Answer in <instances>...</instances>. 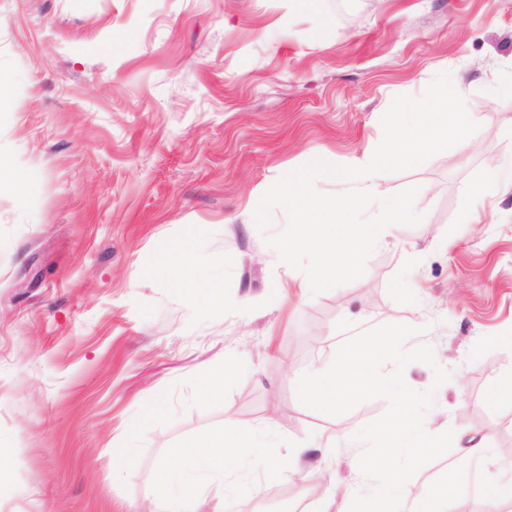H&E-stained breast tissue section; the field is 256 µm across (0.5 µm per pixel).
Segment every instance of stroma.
<instances>
[{
    "label": "stroma",
    "mask_w": 512,
    "mask_h": 512,
    "mask_svg": "<svg viewBox=\"0 0 512 512\" xmlns=\"http://www.w3.org/2000/svg\"><path fill=\"white\" fill-rule=\"evenodd\" d=\"M443 72L463 77L479 130L376 177L391 195L418 187L422 221L395 226L361 278L302 293L265 243L286 214L259 231L256 196L322 154L365 160L394 97ZM0 158L40 175L27 206L0 194V512H153L161 466L174 492L190 480L174 448L228 423L333 447L310 460L319 488L368 492L353 436L387 401L329 416L296 383L389 323L417 327L451 373L437 387L426 364L404 372L434 392L427 423L488 450L429 462L406 495L461 464L448 512H490L481 485L512 482V401L490 396L512 369V0H0ZM193 224L189 269L223 285L207 310L157 271ZM228 353L235 378L200 397ZM292 469L241 465L205 512H242L254 483L252 512H315Z\"/></svg>",
    "instance_id": "1"
}]
</instances>
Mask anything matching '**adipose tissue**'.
Here are the masks:
<instances>
[{"label":"adipose tissue","mask_w":512,"mask_h":512,"mask_svg":"<svg viewBox=\"0 0 512 512\" xmlns=\"http://www.w3.org/2000/svg\"><path fill=\"white\" fill-rule=\"evenodd\" d=\"M255 439L251 427L233 424L185 440L177 453L190 457L194 468L201 473L224 475L229 461L252 457Z\"/></svg>","instance_id":"obj_1"}]
</instances>
